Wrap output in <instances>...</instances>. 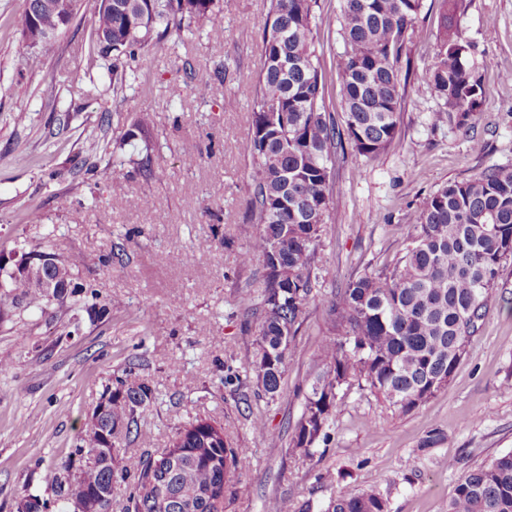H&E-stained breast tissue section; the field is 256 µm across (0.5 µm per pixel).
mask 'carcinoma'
I'll use <instances>...</instances> for the list:
<instances>
[{"label": "carcinoma", "mask_w": 512, "mask_h": 512, "mask_svg": "<svg viewBox=\"0 0 512 512\" xmlns=\"http://www.w3.org/2000/svg\"><path fill=\"white\" fill-rule=\"evenodd\" d=\"M315 0H270L263 51L255 72L252 129L246 152L252 158V231L237 255L241 266L258 263L263 288L242 293L239 303L255 318L252 350L240 383L277 401L308 304L317 296L321 227L330 217L328 162L349 144L376 160L398 136L403 100L401 76H409L407 45L419 32L423 0H342L336 61L342 81V122L327 111L326 74L320 63ZM214 0H112L98 6L96 44L88 61L107 64L112 90L126 82L127 68L146 60L153 40L181 36L202 26ZM468 45L443 31L421 79L433 87L445 109L467 125L483 106L480 77L467 64ZM153 117L143 112L123 141L148 131ZM410 243L393 264L343 282L327 301V333L319 341L318 373L303 394L302 412L291 440L293 453L313 457L335 423L338 402L353 385L364 387L403 414L448 385L466 345L477 331L496 286L499 268L512 256V167L496 166L466 181L439 188L415 214ZM27 253L28 270L6 272L0 306L22 299L38 306L50 295L37 288L47 279L70 285L68 295L92 298L87 310L108 314L90 283L74 281L77 256ZM106 407L96 405L90 423L55 477L56 512H70L81 493L92 512H112L117 483L131 486L125 512H224L228 488L246 495L250 486L235 477L240 448H232L220 425L195 433L201 419L176 428L167 448L143 452L118 463L117 445L138 434L144 414L156 401L148 380L131 363L106 390ZM96 453V461L86 456ZM327 512H388L376 489L348 492L330 500ZM448 512H512V451L465 474L448 501Z\"/></svg>", "instance_id": "obj_1"}]
</instances>
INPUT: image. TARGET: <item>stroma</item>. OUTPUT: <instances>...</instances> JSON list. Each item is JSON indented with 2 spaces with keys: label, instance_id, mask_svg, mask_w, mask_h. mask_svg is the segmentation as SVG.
Listing matches in <instances>:
<instances>
[{
  "label": "stroma",
  "instance_id": "35a3bbf8",
  "mask_svg": "<svg viewBox=\"0 0 512 512\" xmlns=\"http://www.w3.org/2000/svg\"><path fill=\"white\" fill-rule=\"evenodd\" d=\"M26 0H0V261L49 248L81 256V282L95 286L110 310L91 317L82 301L0 308V512H19L25 495L54 501L57 465L115 376L140 361L157 394L137 441L122 455L169 443L194 417L223 424L241 449L238 474L246 495L228 494L224 512H264L273 497L311 503L378 488L388 512H448L459 478L512 451V258L448 385L401 414L368 391L351 388L336 411L327 443L307 460L289 447L302 395L326 332L324 310L347 279L381 270L408 245L407 217L451 181L512 165V0H462L453 23L469 43L467 61L480 75L484 105L466 126L455 114L431 116L443 101L418 74L434 52L440 0H424L409 46L415 71L405 87L399 135L377 160L346 151L329 164L334 220L321 232L319 295L308 305L282 397L273 404L227 379L243 373L252 335L237 302L241 288L260 289L259 265L239 266L250 187L253 75L263 49L267 0H217L212 21L224 41L204 31L168 37L113 93L106 71L87 73L94 53L96 0H78L71 25L40 50L39 69L25 68L27 48L13 25ZM341 0H317L327 73L326 102L342 110L335 69L343 50ZM495 21L487 35V21ZM227 66L225 82L212 77ZM155 120L149 141L120 151L115 142L137 113ZM196 144L186 165L182 148ZM150 148L151 175L127 161ZM123 190L113 194V180ZM71 204L60 208L58 197ZM146 198V208L128 199ZM42 221L26 222L27 212ZM110 265H102L104 256ZM265 412L266 437L250 417ZM444 439L431 448L429 431Z\"/></svg>",
  "mask_w": 512,
  "mask_h": 512
}]
</instances>
